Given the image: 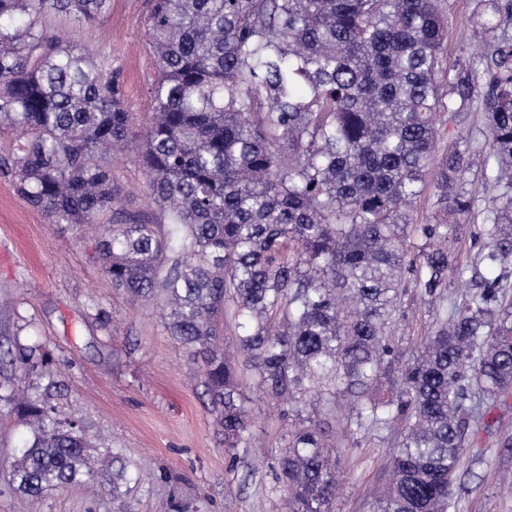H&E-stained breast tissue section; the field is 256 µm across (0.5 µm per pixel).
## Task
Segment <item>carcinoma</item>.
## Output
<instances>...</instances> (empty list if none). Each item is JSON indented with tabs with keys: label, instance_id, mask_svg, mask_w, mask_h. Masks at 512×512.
Instances as JSON below:
<instances>
[{
	"label": "carcinoma",
	"instance_id": "obj_1",
	"mask_svg": "<svg viewBox=\"0 0 512 512\" xmlns=\"http://www.w3.org/2000/svg\"><path fill=\"white\" fill-rule=\"evenodd\" d=\"M111 0H0V123L13 145L0 172L53 224H104L91 242L111 287L163 306L224 435L229 469L252 447L251 373L259 396L299 417L278 454L286 512H331L336 470L324 421L353 398L354 433L397 432L374 512H455L472 423L512 393V294L500 276L453 262L456 225L474 210V147L439 155L448 124L483 112L484 180L502 188L483 212L479 261L512 257V0H476L482 69L442 79L440 0H147L154 121L137 129L124 71L50 34L62 17L92 27ZM133 152L165 223L121 205L112 155ZM432 174L442 217L406 206ZM419 239V260L411 252ZM443 316L399 360L387 334L404 271ZM470 288L448 307V277ZM234 320L236 356L224 343ZM31 359L0 345V372ZM51 386L0 393L28 419L15 492L92 475L76 420L60 421Z\"/></svg>",
	"mask_w": 512,
	"mask_h": 512
}]
</instances>
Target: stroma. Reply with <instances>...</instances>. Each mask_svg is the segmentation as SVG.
<instances>
[{"instance_id":"35a3bbf8","label":"stroma","mask_w":512,"mask_h":512,"mask_svg":"<svg viewBox=\"0 0 512 512\" xmlns=\"http://www.w3.org/2000/svg\"><path fill=\"white\" fill-rule=\"evenodd\" d=\"M474 0H442L448 26L446 61L479 66L470 16ZM144 0H112L109 14L93 27L78 29L53 19L50 33L103 52L121 63L125 103L137 126L149 122L148 80L152 59L145 50ZM112 176L126 210L159 218L148 206L145 175L135 157L114 162ZM467 189L475 214L457 232L458 263L478 261L483 232L481 210L490 199L480 171ZM89 228L50 223L19 194L13 177L0 175V344L33 347V370L15 378L22 389L50 386L61 419L80 418L97 461V475L65 488L47 490L35 512H280L282 481L276 457L294 417L263 406L255 417V438L268 446L258 460L252 449L238 451L229 469L223 437L203 403L202 388L188 379L190 362L162 326L155 303L129 305L113 292L90 256ZM393 313L391 343L415 350L436 322L426 298L404 274ZM339 484L334 512H371L394 438L343 437L328 430ZM30 438L25 418L0 413V512H20L11 490L10 464ZM139 480L113 494L108 479L113 449ZM457 512H512V395L502 398L467 448L457 472Z\"/></svg>"}]
</instances>
